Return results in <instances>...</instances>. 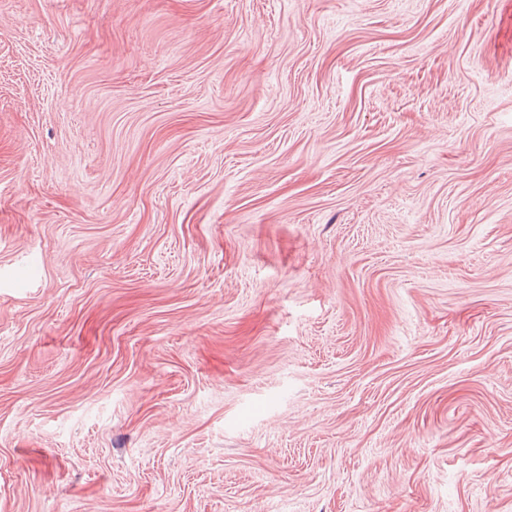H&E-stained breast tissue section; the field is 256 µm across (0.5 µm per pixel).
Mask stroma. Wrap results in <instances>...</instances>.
Wrapping results in <instances>:
<instances>
[{"instance_id":"35a3bbf8","label":"stroma","mask_w":512,"mask_h":512,"mask_svg":"<svg viewBox=\"0 0 512 512\" xmlns=\"http://www.w3.org/2000/svg\"><path fill=\"white\" fill-rule=\"evenodd\" d=\"M0 512H512V0H0Z\"/></svg>"}]
</instances>
